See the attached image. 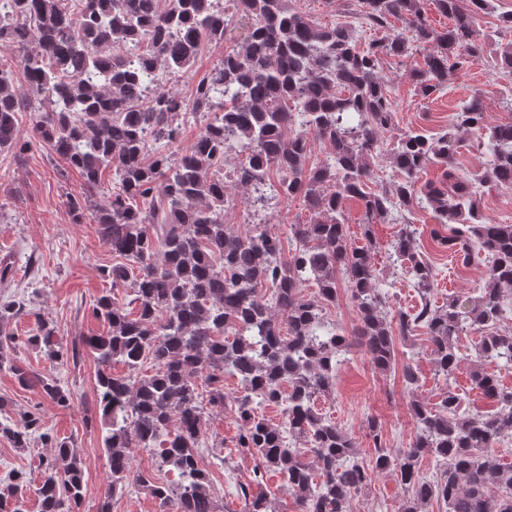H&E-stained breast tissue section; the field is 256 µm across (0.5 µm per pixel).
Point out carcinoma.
I'll return each instance as SVG.
<instances>
[{
	"instance_id": "carcinoma-1",
	"label": "carcinoma",
	"mask_w": 512,
	"mask_h": 512,
	"mask_svg": "<svg viewBox=\"0 0 512 512\" xmlns=\"http://www.w3.org/2000/svg\"><path fill=\"white\" fill-rule=\"evenodd\" d=\"M229 2L226 9L224 0H0V53L14 55L19 68L16 80L0 67V152L22 157L37 143L79 172L86 192L68 200L73 221L97 225L114 257L104 275L130 289L136 308L132 314L103 293L92 311L108 330L82 341L98 365L96 405L107 428L110 480L98 512H111L113 494L130 483L158 501L160 512H222L198 461L206 409L233 413L235 447L259 459L253 484L280 474L298 512H346L375 471L392 474L403 489L399 512H423L433 500L446 512H512V464L484 453L512 437V390L494 374H472L493 406L486 413H464L451 391L436 407L412 400L417 434L406 449L387 447L369 421L372 465L358 456L352 434L315 409L344 355L359 349L386 370L395 361V337L421 329L435 373L446 380L461 362L456 340L463 333L479 336V358L512 365V331L498 330L504 291L512 290V224L486 220L473 189L477 182L512 187V122L489 124L476 93L440 135L408 130L390 147L383 140L395 129V109L382 61L420 55L423 62L409 68L416 94L446 89L485 58L475 23L488 0H435L452 20L442 31L431 25L423 0H360L364 23L378 32L365 43L356 23L323 25L288 0ZM238 28L247 29L240 40L233 36ZM211 44L224 45V57L197 77L189 98L164 89L162 75L190 71ZM489 67L512 73V39ZM22 112L30 113L32 137L20 130ZM188 117L205 124L179 151ZM470 134L486 156L474 175L456 166ZM316 141L327 155L311 167ZM384 152L395 178L372 189L370 162ZM430 165L442 169L441 181L418 185ZM106 171L112 189L94 205L91 193L102 188ZM230 184L247 191L244 233L226 224ZM348 198L362 203L369 242L371 225L417 206L431 209L439 219L430 231L434 248L465 265L483 263V288L435 305L438 269L416 228L404 224L390 257L420 304L389 316L370 249L348 241ZM272 201H296L312 214L308 223L290 225L286 245L262 228ZM339 274L358 311L352 339L323 313L336 302ZM310 284L315 292L308 297ZM26 313L24 301L0 300V371L66 409L70 391L15 357L6 323ZM28 344L52 364L80 357L39 313ZM147 361L154 373L141 376ZM116 362L128 374H112ZM226 373L239 378L240 395L224 392ZM260 403L283 407V423H270ZM36 435L54 448L36 489L40 512H81L83 463L70 443L52 440L37 412H26L20 425L0 421V436L16 448ZM132 448L153 450L157 468L176 471L178 482L132 469ZM426 454L439 462L433 480L419 475ZM28 484L25 472L14 471V492L0 497V512H24ZM237 493L244 512H272L265 494L248 486Z\"/></svg>"
}]
</instances>
